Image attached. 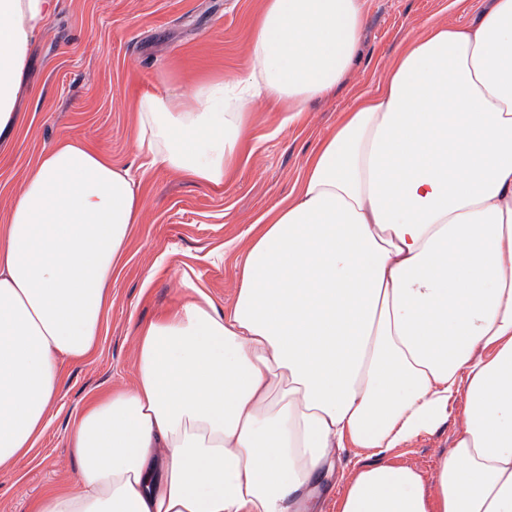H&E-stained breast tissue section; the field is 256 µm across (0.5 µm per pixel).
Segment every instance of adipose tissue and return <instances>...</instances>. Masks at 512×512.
<instances>
[{
	"label": "adipose tissue",
	"mask_w": 512,
	"mask_h": 512,
	"mask_svg": "<svg viewBox=\"0 0 512 512\" xmlns=\"http://www.w3.org/2000/svg\"><path fill=\"white\" fill-rule=\"evenodd\" d=\"M58 0H0V132L19 122L29 50ZM364 0H264L245 73L137 103L139 151L221 185L250 104L300 115L351 68ZM143 209L129 170L63 140L0 217V468L45 429L61 359L101 334ZM234 304L201 288L138 330L136 383L70 435L74 487L34 512H512V0L425 25L376 93L259 217ZM461 404L426 495L389 454ZM373 462L338 475V452Z\"/></svg>",
	"instance_id": "ef3b65f1"
}]
</instances>
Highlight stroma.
Returning a JSON list of instances; mask_svg holds the SVG:
<instances>
[{
  "label": "stroma",
  "mask_w": 512,
  "mask_h": 512,
  "mask_svg": "<svg viewBox=\"0 0 512 512\" xmlns=\"http://www.w3.org/2000/svg\"><path fill=\"white\" fill-rule=\"evenodd\" d=\"M488 0H365L360 50L334 94L294 121L284 107L255 103L249 148L237 171L214 186L150 165L133 143L136 104L196 83L232 81L246 68L261 0H58L25 71L20 121L0 134V214L25 174L57 142L75 140L130 171L143 213L112 278L92 353L61 361V386L35 448L0 469V512H32L47 490L76 482L69 448L75 419L93 395L135 384L137 331L184 299V277L233 305L255 219L280 204L303 177L306 158L356 97L374 91L405 39L426 22L465 26ZM456 422L395 449L426 494L453 448Z\"/></svg>",
  "instance_id": "1"
}]
</instances>
